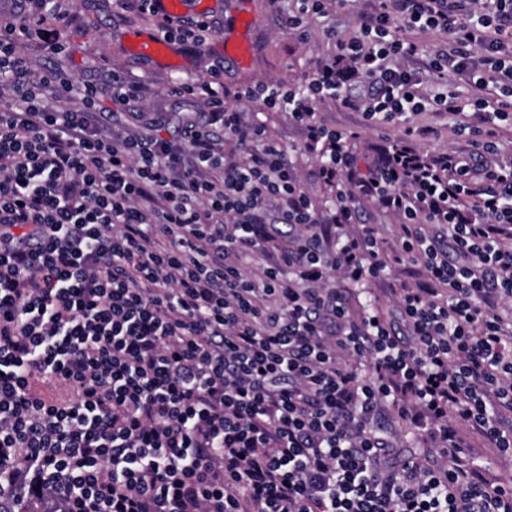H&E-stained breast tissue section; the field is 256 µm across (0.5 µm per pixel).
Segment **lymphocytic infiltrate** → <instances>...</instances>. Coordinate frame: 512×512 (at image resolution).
I'll use <instances>...</instances> for the list:
<instances>
[{
	"instance_id": "lymphocytic-infiltrate-1",
	"label": "lymphocytic infiltrate",
	"mask_w": 512,
	"mask_h": 512,
	"mask_svg": "<svg viewBox=\"0 0 512 512\" xmlns=\"http://www.w3.org/2000/svg\"><path fill=\"white\" fill-rule=\"evenodd\" d=\"M0 11V465L32 470L30 493L61 512H512L456 424L512 463V0H380L359 27L325 28L334 46L295 88L261 83L240 97L289 110L310 143L329 142L317 175L339 185L325 223L284 145L227 108L223 68L174 84L203 98L165 138L161 112L109 133L103 99L139 101L105 82L34 72L25 45L48 33L59 0ZM218 23L164 19L168 40L202 43ZM411 30L448 42L426 89ZM338 99L399 134L383 165L356 172L346 131L314 119ZM450 114L465 153L422 156L433 135L413 118ZM241 157L229 159L225 143ZM395 215L337 237L361 199ZM420 266L397 291L398 321L348 318L335 276L378 278ZM427 418L441 456L389 470L381 407Z\"/></svg>"
}]
</instances>
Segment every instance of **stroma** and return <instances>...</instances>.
Wrapping results in <instances>:
<instances>
[{
  "instance_id": "35a3bbf8",
  "label": "stroma",
  "mask_w": 512,
  "mask_h": 512,
  "mask_svg": "<svg viewBox=\"0 0 512 512\" xmlns=\"http://www.w3.org/2000/svg\"><path fill=\"white\" fill-rule=\"evenodd\" d=\"M63 8L67 14L75 15L78 19L77 26L73 28L67 27L64 18L54 23L56 29L63 31L68 48L61 54L50 56L37 47H28L27 52L36 67L56 66L80 77L98 80L104 79L111 70L123 73L144 89L145 96L139 103L140 111L165 113L166 125L161 134L166 138L177 135L186 111L185 104L168 95L169 88L179 79L196 82L208 80L212 70L220 64L224 67L225 85L233 89L275 81L297 86L320 61L328 59L332 53V45L324 33L325 19L306 20L308 36L305 40H298L285 31L283 17L271 7L270 0H192L190 5V11L194 14L209 8L215 10L224 21L237 15L248 19L253 56L245 67L225 61L224 39L220 36L203 42L194 51L178 47L172 55L156 63L145 64L126 46L125 33L131 29L156 28L155 16L123 11L114 0H64ZM225 104L241 112L245 122L263 124L282 142L287 149L288 161L313 205L324 217H331L337 187L316 176L321 155L319 151L307 148L305 127L285 110L268 111L232 96L226 98ZM315 117L331 128L357 130V138L348 141L347 146L351 157L361 166L378 165L383 148L398 132L394 125H368L361 113L346 109L336 100L316 104ZM417 121L434 125L439 130L435 139L419 142L421 152L433 154L467 149L465 137L457 133L455 121L448 115L425 112L418 115ZM365 224L377 225L387 243L395 244L397 218L367 200L360 204L357 223L337 225L336 232L343 236L354 235ZM410 279L409 269L401 267L382 279L348 282L352 315L358 317L374 308L387 319H397L392 287ZM388 427L396 434V446L383 460L386 468H397L410 456L424 464L436 458V449L425 440L421 431L395 420L390 421Z\"/></svg>"
}]
</instances>
